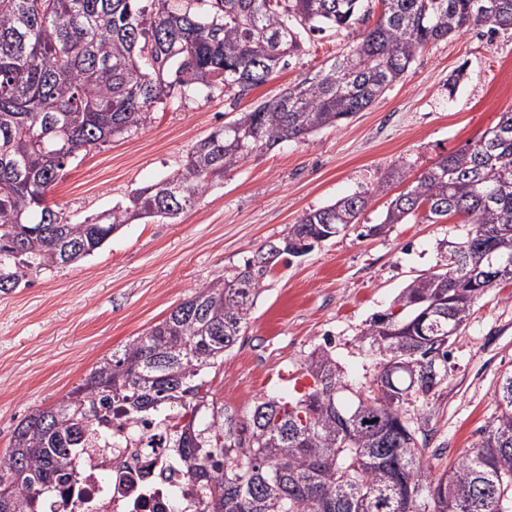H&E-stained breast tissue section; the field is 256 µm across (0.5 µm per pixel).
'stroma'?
<instances>
[{
    "mask_svg": "<svg viewBox=\"0 0 512 512\" xmlns=\"http://www.w3.org/2000/svg\"><path fill=\"white\" fill-rule=\"evenodd\" d=\"M358 29L305 34L287 68L239 99L197 93L156 109L147 127L80 155L47 197L75 222L127 204L132 192L186 160L193 144L237 113L313 77L356 45ZM512 110V30L482 25L421 49L403 79L367 110L300 141L254 152L215 179L185 215L128 224L77 265L30 273L0 295V453L35 408L56 404L102 357L121 350L197 288L242 268L310 210L373 189L391 168L417 177L440 156L477 140ZM375 196L358 224L271 267L246 332L209 370L217 402L239 416L269 394L293 395L309 355L330 346L350 387L372 385L379 359L361 334L393 312L413 278L448 262V243L468 227L422 216L369 236L392 197ZM512 372V283L490 290L454 339L448 376L426 412L431 463L455 462L500 409L501 375Z\"/></svg>",
    "mask_w": 512,
    "mask_h": 512,
    "instance_id": "stroma-1",
    "label": "stroma"
}]
</instances>
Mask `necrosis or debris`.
<instances>
[{"label":"necrosis or debris","mask_w":512,"mask_h":512,"mask_svg":"<svg viewBox=\"0 0 512 512\" xmlns=\"http://www.w3.org/2000/svg\"><path fill=\"white\" fill-rule=\"evenodd\" d=\"M107 435L86 448L79 467L78 498L84 512H172V495L186 482L181 468L168 454V431L145 417L135 426L113 419ZM187 512L193 496L184 498Z\"/></svg>","instance_id":"4bbe7bcc"}]
</instances>
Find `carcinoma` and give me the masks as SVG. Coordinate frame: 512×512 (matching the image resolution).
<instances>
[{
  "instance_id": "carcinoma-1",
  "label": "carcinoma",
  "mask_w": 512,
  "mask_h": 512,
  "mask_svg": "<svg viewBox=\"0 0 512 512\" xmlns=\"http://www.w3.org/2000/svg\"><path fill=\"white\" fill-rule=\"evenodd\" d=\"M363 0H0V294L50 267L78 263L136 221L174 220L213 180L255 151L336 127L382 97L424 46L490 24L512 29V0H381L371 26ZM365 26L349 52L279 96L241 112L190 149L155 183L72 223L47 194L72 158L145 127L168 100L205 88L242 97L288 66L301 34ZM408 174L395 168L373 191L304 213L119 354L100 359L56 405L33 409L0 455V512H43L51 489H73L89 436L121 407L128 422L165 423L198 512H512V373L496 418L455 465L428 459L424 415L448 370V327L462 329L512 258V110L474 144L441 157L393 198L380 234L423 212L470 225L448 267L415 277L362 334L380 357L373 386L344 384L326 348L308 358L304 392L257 402L245 417L200 393L245 332L274 259L299 258L358 222L373 194ZM470 277L459 280V265Z\"/></svg>"
}]
</instances>
